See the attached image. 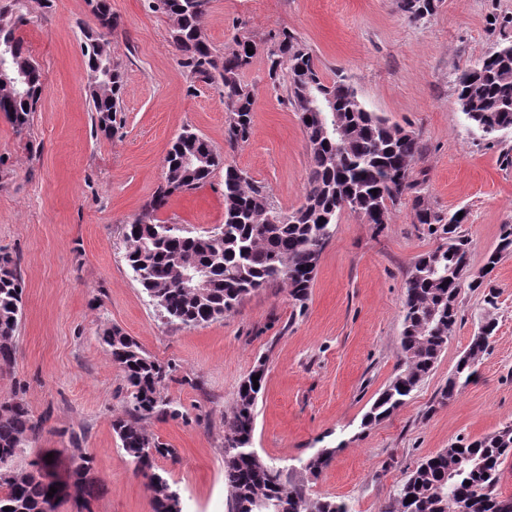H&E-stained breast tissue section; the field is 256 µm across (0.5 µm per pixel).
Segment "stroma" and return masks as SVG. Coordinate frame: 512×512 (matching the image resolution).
<instances>
[{
  "label": "stroma",
  "mask_w": 512,
  "mask_h": 512,
  "mask_svg": "<svg viewBox=\"0 0 512 512\" xmlns=\"http://www.w3.org/2000/svg\"><path fill=\"white\" fill-rule=\"evenodd\" d=\"M109 3L117 19L109 48L124 79L122 110L105 134L84 92L83 33L94 22L86 0H0L1 16L26 14L18 34L44 80L27 132L0 115V249L18 257L24 281L17 352L0 371V400L21 396L47 420L18 466L51 455L50 475L66 486L77 456L90 453L91 512H152L112 431L113 416L126 409V386L99 334L113 324L176 366L165 392L182 419L152 417L144 426L177 450L158 466L178 487L184 512H227L224 415L261 358L255 451L304 478L311 496L337 497L351 512H382L426 456L512 424L511 255L488 276L495 305L485 304L482 290L463 289L461 317L431 375L390 417L361 425L400 360L409 270L437 245L413 223L407 202L381 227L342 212L305 303L273 284L224 319L166 323L128 271L124 226L161 183L172 139L186 128L203 135L285 211L303 200L307 140L284 91L271 88L260 53L243 75L256 99L253 133L229 150L224 90L179 67L169 18L149 0ZM202 27L223 53L241 37L263 43L288 31L325 79H344L369 111L414 132L417 191L434 209L466 210L471 270L481 272L502 225L512 224V165L503 161L512 134L489 140L475 132L455 104V80L512 40V0H440L416 21L396 0H211ZM157 217L201 235L223 224V170L171 196ZM488 317L497 328L473 380L441 402V388ZM326 446L336 451L330 466L320 477L303 476L300 459Z\"/></svg>",
  "instance_id": "stroma-1"
}]
</instances>
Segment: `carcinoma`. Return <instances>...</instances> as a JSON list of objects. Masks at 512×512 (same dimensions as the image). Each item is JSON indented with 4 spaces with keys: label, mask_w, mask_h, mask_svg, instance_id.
I'll use <instances>...</instances> for the list:
<instances>
[{
    "label": "carcinoma",
    "mask_w": 512,
    "mask_h": 512,
    "mask_svg": "<svg viewBox=\"0 0 512 512\" xmlns=\"http://www.w3.org/2000/svg\"><path fill=\"white\" fill-rule=\"evenodd\" d=\"M91 10L95 26L84 32V56L89 71L85 94L95 124L109 133L120 111L123 73L112 62L106 36L117 21L107 0H96ZM438 0H399L410 19L432 14ZM210 0H152L151 8L172 20L170 41L178 64L190 76L224 88L228 112L225 141L234 149L252 134L253 92L243 82L244 71L262 45L238 40L227 53L217 52L205 37L201 19ZM27 23L20 13L0 19V65L19 70L25 79L19 89L0 81V113L21 133L27 129L43 92L40 69L16 31ZM267 78L277 88L288 79L287 103L304 130L309 174L304 200L286 213L269 201L266 187L224 159L201 134L182 132L164 159L163 182L132 222L125 226L124 259L139 284L169 324L191 328L224 318L251 293L276 283L296 302L304 303L321 255L331 240L335 224L345 209L378 226L388 224L392 209L417 190L412 168L420 142L411 132L368 111L358 102L354 88L342 79L326 81L308 48L283 30L266 48ZM313 97H331L336 114L318 117ZM455 104L469 124L486 139L512 131V41L502 43L456 80ZM188 153L208 157L204 167L187 171ZM224 169V223L204 235L156 218L169 198L198 189L213 172ZM414 223L427 225L439 239L432 250L419 255L406 280V297L400 338L401 358L396 373L364 414L361 426L378 423L402 407L433 371L457 324L462 289H478L483 280L470 270V241L461 231L466 217L444 213L414 196ZM512 255V224H504L499 241L486 256L496 267ZM201 271V285L182 287L188 268ZM23 316V281L19 260L0 251V370L11 367ZM481 328L460 356L441 401L452 399L470 382L487 353L495 331ZM100 342L126 382V409L112 419L120 448L140 462L136 473L151 493L153 512H183L173 497L174 484L158 469L160 459L176 458V449L150 436L143 421L151 417H184L165 393L174 367L150 356L117 326L103 329ZM266 361L258 360L237 391L234 405L224 414V483L229 490L228 512H350L334 497L311 498L303 482L263 460L253 448L256 408L265 379ZM259 376L257 381L252 377ZM45 420L33 417L26 402L16 395L0 401V512H59L66 498L48 496L50 460L36 457L27 470L14 467L28 442L39 437ZM336 449L318 448L301 461V470L316 478L332 461ZM512 459V424L481 438H459L422 460L390 495L383 512H500L502 467ZM93 456H78L73 470V498L92 492L89 474ZM413 497L407 502V497Z\"/></svg>",
    "instance_id": "cac0c4a2"
}]
</instances>
